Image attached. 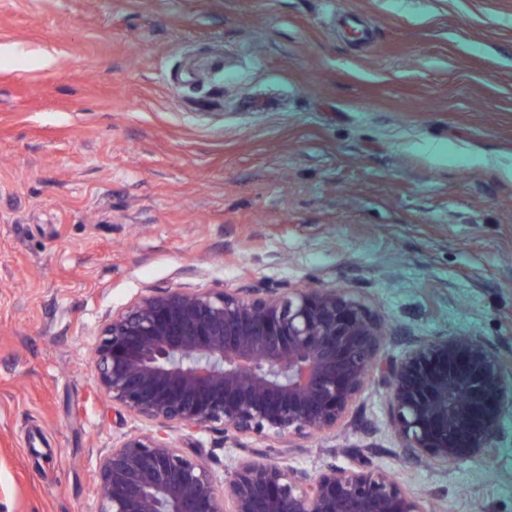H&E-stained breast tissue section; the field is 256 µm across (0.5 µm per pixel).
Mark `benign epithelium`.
I'll return each instance as SVG.
<instances>
[{
    "label": "benign epithelium",
    "mask_w": 512,
    "mask_h": 512,
    "mask_svg": "<svg viewBox=\"0 0 512 512\" xmlns=\"http://www.w3.org/2000/svg\"><path fill=\"white\" fill-rule=\"evenodd\" d=\"M385 338L378 314L328 287L156 288L108 314L92 351L95 385L160 430L104 456L99 512H429L367 459L315 475L239 459L219 487L200 456L164 432L217 427L226 442L328 434L376 380L409 457L444 465L492 456L512 409L498 351L445 335L385 359Z\"/></svg>",
    "instance_id": "7a95c632"
}]
</instances>
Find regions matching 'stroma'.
<instances>
[{
    "label": "stroma",
    "mask_w": 512,
    "mask_h": 512,
    "mask_svg": "<svg viewBox=\"0 0 512 512\" xmlns=\"http://www.w3.org/2000/svg\"><path fill=\"white\" fill-rule=\"evenodd\" d=\"M260 282L352 292L384 357L469 334L512 367V0H0V512H97L104 453L156 431L94 386L106 315ZM169 435L219 481L268 446ZM364 457L512 512V414L493 458L411 461L374 383L271 455Z\"/></svg>",
    "instance_id": "1"
}]
</instances>
